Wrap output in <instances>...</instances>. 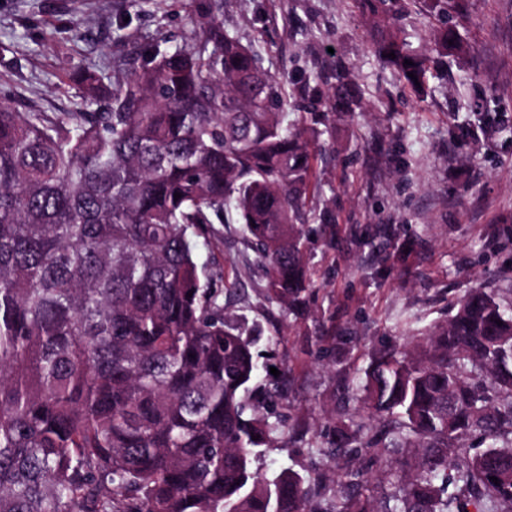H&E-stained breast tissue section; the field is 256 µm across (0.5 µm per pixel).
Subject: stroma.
<instances>
[{"mask_svg": "<svg viewBox=\"0 0 512 512\" xmlns=\"http://www.w3.org/2000/svg\"><path fill=\"white\" fill-rule=\"evenodd\" d=\"M466 53L445 59L426 94L378 60V17L362 0H0V97L26 112H72L78 79L112 85L164 38L216 19L286 91L289 122L310 129L315 189L304 211L311 279L304 303L269 315L262 271L238 221L213 224L196 255L216 287L234 285V320L259 322L263 383L282 397L255 466L263 478L311 469L338 388L371 354L423 336L470 289L512 278V0H468ZM441 18L411 6L396 27L434 53ZM355 103L335 112L336 69Z\"/></svg>", "mask_w": 512, "mask_h": 512, "instance_id": "1", "label": "stroma"}]
</instances>
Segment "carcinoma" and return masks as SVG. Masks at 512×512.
Returning a JSON list of instances; mask_svg holds the SVG:
<instances>
[{
  "instance_id": "1",
  "label": "carcinoma",
  "mask_w": 512,
  "mask_h": 512,
  "mask_svg": "<svg viewBox=\"0 0 512 512\" xmlns=\"http://www.w3.org/2000/svg\"><path fill=\"white\" fill-rule=\"evenodd\" d=\"M435 47L422 57L385 30L374 43L418 92L463 51L455 25ZM336 81L332 106L347 112ZM80 85L103 111L0 99V512H512V287L473 288L423 342L373 353L340 393L367 417L344 409L312 441L325 473L267 481L253 470L275 429L252 402L256 338L227 316L231 289L203 279L191 235L236 212L267 310L298 307L315 160L304 128L216 20L190 42L157 41L123 83L89 70ZM362 461L388 487L380 501ZM328 473L350 492L330 497Z\"/></svg>"
}]
</instances>
